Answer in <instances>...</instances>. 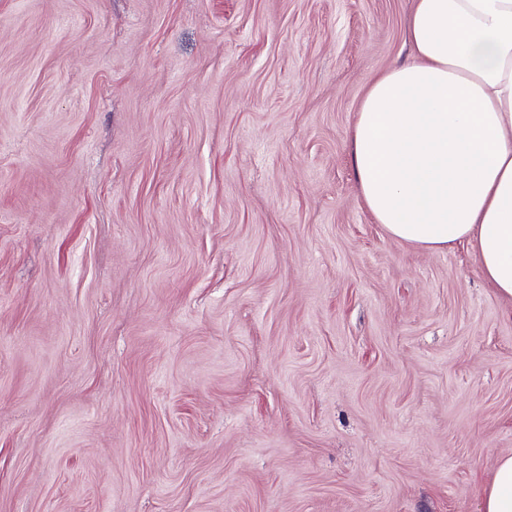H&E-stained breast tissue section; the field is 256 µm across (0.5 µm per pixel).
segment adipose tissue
Here are the masks:
<instances>
[{"label": "adipose tissue", "mask_w": 512, "mask_h": 512, "mask_svg": "<svg viewBox=\"0 0 512 512\" xmlns=\"http://www.w3.org/2000/svg\"><path fill=\"white\" fill-rule=\"evenodd\" d=\"M410 62L367 87L351 129L361 197L393 238L474 243L483 277L512 299V0H413ZM512 512V454L480 490Z\"/></svg>", "instance_id": "1"}]
</instances>
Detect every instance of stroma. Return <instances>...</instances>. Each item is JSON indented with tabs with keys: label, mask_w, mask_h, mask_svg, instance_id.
I'll return each instance as SVG.
<instances>
[{
	"label": "stroma",
	"mask_w": 512,
	"mask_h": 512,
	"mask_svg": "<svg viewBox=\"0 0 512 512\" xmlns=\"http://www.w3.org/2000/svg\"><path fill=\"white\" fill-rule=\"evenodd\" d=\"M412 4L0 0V512H478L512 300L351 162Z\"/></svg>",
	"instance_id": "stroma-1"
}]
</instances>
